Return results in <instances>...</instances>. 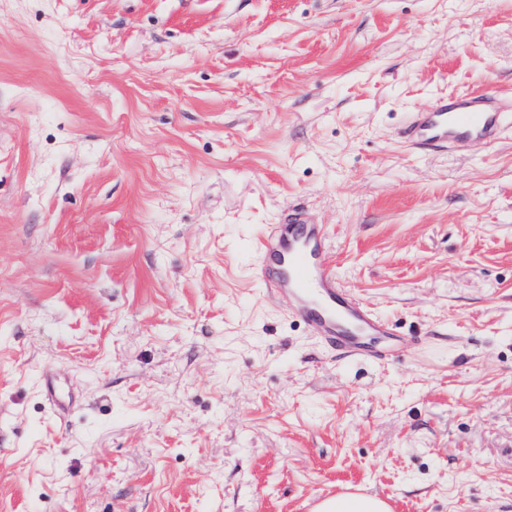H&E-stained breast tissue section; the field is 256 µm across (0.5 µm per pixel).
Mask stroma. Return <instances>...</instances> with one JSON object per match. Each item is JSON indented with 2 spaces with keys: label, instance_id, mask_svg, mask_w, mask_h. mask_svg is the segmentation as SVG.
Wrapping results in <instances>:
<instances>
[{
  "label": "stroma",
  "instance_id": "stroma-1",
  "mask_svg": "<svg viewBox=\"0 0 512 512\" xmlns=\"http://www.w3.org/2000/svg\"><path fill=\"white\" fill-rule=\"evenodd\" d=\"M512 0H0V512H512ZM402 336L339 361L254 277L291 210ZM512 125L496 92H462L436 97L410 112L402 137L410 147L423 150L434 145L458 149L471 141L493 144ZM315 512H390L388 503L375 494L346 492L327 497L314 508Z\"/></svg>",
  "mask_w": 512,
  "mask_h": 512
}]
</instances>
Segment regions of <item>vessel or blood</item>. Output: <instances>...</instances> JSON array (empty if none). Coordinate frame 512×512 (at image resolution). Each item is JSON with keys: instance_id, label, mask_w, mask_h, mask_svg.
I'll list each match as a JSON object with an SVG mask.
<instances>
[{"instance_id": "1", "label": "vessel or blood", "mask_w": 512, "mask_h": 512, "mask_svg": "<svg viewBox=\"0 0 512 512\" xmlns=\"http://www.w3.org/2000/svg\"><path fill=\"white\" fill-rule=\"evenodd\" d=\"M512 118L497 93L436 97L409 115L402 137L410 147L458 149L472 141H499ZM256 276L268 294L288 296L291 313L326 347L340 355L368 356L367 340L390 336L386 319L347 288L329 260L328 232L320 224L277 225L256 246Z\"/></svg>"}]
</instances>
